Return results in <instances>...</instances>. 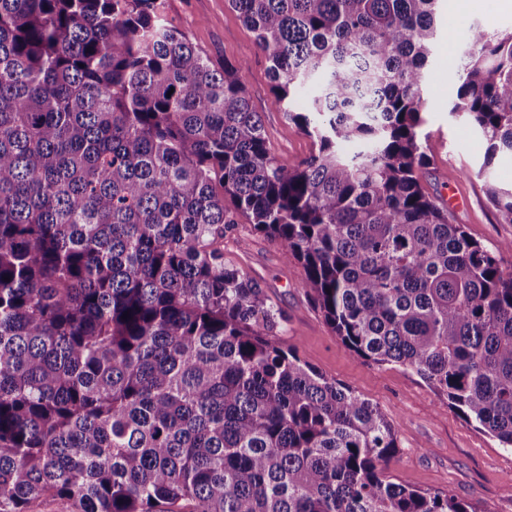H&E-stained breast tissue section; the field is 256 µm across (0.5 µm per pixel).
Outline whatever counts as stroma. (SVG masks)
I'll return each mask as SVG.
<instances>
[{"label":"stroma","mask_w":512,"mask_h":512,"mask_svg":"<svg viewBox=\"0 0 512 512\" xmlns=\"http://www.w3.org/2000/svg\"><path fill=\"white\" fill-rule=\"evenodd\" d=\"M166 23L186 33L215 65L245 62L252 105L277 159L293 165L310 155L311 139L272 106L269 63L254 36L228 0H165ZM480 22L512 28V7L505 0H475L456 14L440 11L439 35L424 68L423 98L427 152L431 164L423 181L446 199L456 190L467 199L454 212L456 223L489 249L512 243V224L502 223L485 193L486 181L512 186V153L501 152L488 175L479 167L487 143L464 118L448 113L458 87L461 34ZM224 258L246 270L269 295L282 316L283 346L328 378L375 404L392 424L397 450L385 475L413 488L449 493L477 512H512V452L478 431L416 374L398 365H379L349 350L327 324L305 286L301 265L283 256L282 245L251 225L238 224L224 238Z\"/></svg>","instance_id":"1"}]
</instances>
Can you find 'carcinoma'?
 <instances>
[{
    "label": "carcinoma",
    "mask_w": 512,
    "mask_h": 512,
    "mask_svg": "<svg viewBox=\"0 0 512 512\" xmlns=\"http://www.w3.org/2000/svg\"><path fill=\"white\" fill-rule=\"evenodd\" d=\"M439 2L229 0L315 140L286 166L245 63L162 0H0V512H475L386 480L392 425L224 261L241 219L279 241L346 347L512 451V276L422 180ZM462 41L483 171L512 152V29ZM486 194L512 224V187Z\"/></svg>",
    "instance_id": "carcinoma-1"
}]
</instances>
